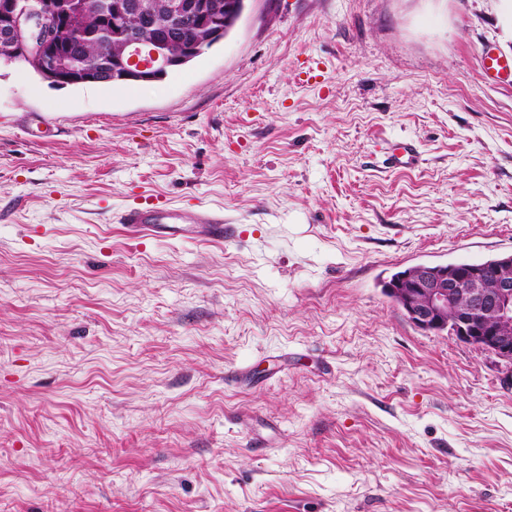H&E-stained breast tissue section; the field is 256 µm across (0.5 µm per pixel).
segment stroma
<instances>
[{
	"label": "stroma",
	"mask_w": 512,
	"mask_h": 512,
	"mask_svg": "<svg viewBox=\"0 0 512 512\" xmlns=\"http://www.w3.org/2000/svg\"><path fill=\"white\" fill-rule=\"evenodd\" d=\"M486 49L512 0H246L133 89L0 67V512H512V369L383 290L512 252ZM418 159V151L412 142H399L388 153L386 161L392 168L400 169L412 165ZM115 221L134 237L158 235L177 238L190 233L192 238L197 240L223 243L228 235V224H224V214L203 209L134 207L117 214Z\"/></svg>",
	"instance_id": "1"
}]
</instances>
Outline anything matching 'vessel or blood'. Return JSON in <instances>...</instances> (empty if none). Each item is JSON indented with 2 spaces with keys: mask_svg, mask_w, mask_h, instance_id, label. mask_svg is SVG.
Segmentation results:
<instances>
[{
  "mask_svg": "<svg viewBox=\"0 0 512 512\" xmlns=\"http://www.w3.org/2000/svg\"><path fill=\"white\" fill-rule=\"evenodd\" d=\"M480 67L484 74L506 81L512 79V58L487 51L480 56ZM417 158L415 145L401 142L391 149L386 161L392 168L400 169L412 165ZM115 221L135 237L158 235L177 238L189 234L197 240L220 243L228 234L223 215L203 209L134 207L117 214Z\"/></svg>",
  "mask_w": 512,
  "mask_h": 512,
  "instance_id": "vessel-or-blood-1",
  "label": "vessel or blood"
}]
</instances>
